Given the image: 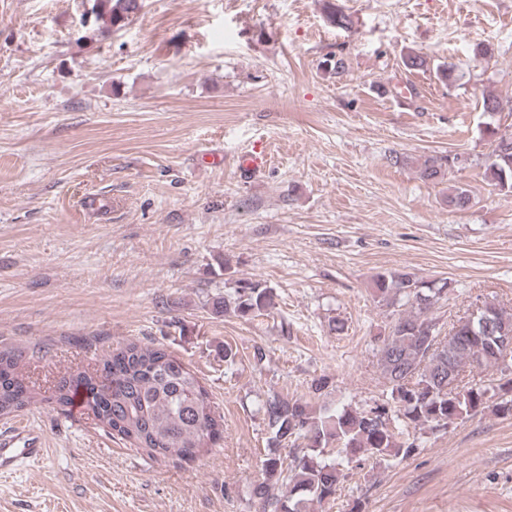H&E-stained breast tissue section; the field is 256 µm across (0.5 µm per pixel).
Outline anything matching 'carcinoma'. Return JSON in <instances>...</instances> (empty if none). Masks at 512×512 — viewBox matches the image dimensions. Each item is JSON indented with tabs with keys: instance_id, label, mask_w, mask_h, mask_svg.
<instances>
[{
	"instance_id": "1",
	"label": "carcinoma",
	"mask_w": 512,
	"mask_h": 512,
	"mask_svg": "<svg viewBox=\"0 0 512 512\" xmlns=\"http://www.w3.org/2000/svg\"><path fill=\"white\" fill-rule=\"evenodd\" d=\"M143 8V0H94L91 18L84 28L101 36L126 27ZM327 19L339 28L352 25L350 15L332 3ZM492 150L485 173L500 189L512 191V134L500 135L486 127ZM452 152L426 157L419 177L437 182L457 168ZM472 196L463 187L448 194V207L465 210ZM377 297L387 303L406 301L382 341L380 362L389 382L385 399L362 408L344 407L316 413L309 403L273 395L261 409L268 419L274 448L290 445L297 453L289 464L268 454L261 462V478L251 496L262 512H306L311 502L336 498L344 468L363 458L407 456L414 443L398 436L423 426L446 428L448 424L485 408L487 389L471 384L466 372H500L498 388L512 393V357H504L494 341L477 345L470 339L471 320L458 318L442 336L430 317L432 307L449 288L446 281L422 285L405 273L381 272L373 278ZM275 308L274 289L260 281L241 280L233 293L212 301V311H232L250 319ZM493 333L512 336V312L494 311ZM21 351L0 350V416L20 411L38 395L22 371ZM104 378L87 372L63 379L56 403L71 408L82 397L98 421L139 448L164 457L192 458L221 438L209 393L197 376L177 357L160 346L130 343L103 361ZM336 449V456L327 449ZM288 482V495L276 493Z\"/></svg>"
}]
</instances>
